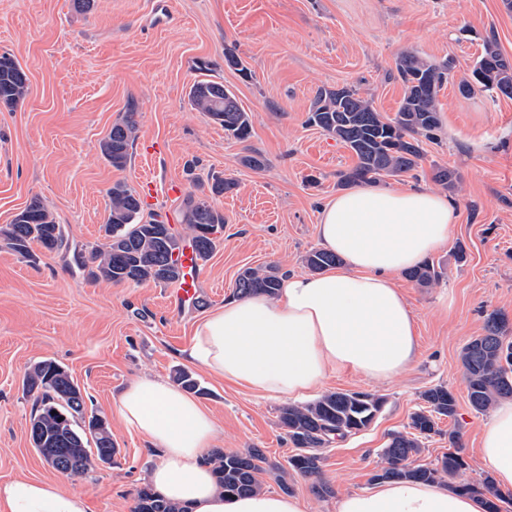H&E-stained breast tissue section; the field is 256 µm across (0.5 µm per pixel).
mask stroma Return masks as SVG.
Returning a JSON list of instances; mask_svg holds the SVG:
<instances>
[{
	"label": "stroma",
	"instance_id": "obj_1",
	"mask_svg": "<svg viewBox=\"0 0 512 512\" xmlns=\"http://www.w3.org/2000/svg\"><path fill=\"white\" fill-rule=\"evenodd\" d=\"M490 35L512 60V11L502 0H93L88 8L77 0H0V54L15 57L29 78L27 97L0 109V227L37 198L69 244L54 253L33 246L32 262L0 248V480H56L84 497L88 512H134L160 451L125 429L112 399L135 379L169 380L178 368L208 390L199 402L216 421L215 447L262 448L284 462L293 451L279 423L286 399L215 378L186 351L196 324L231 300L243 269L275 264L284 275L303 273L305 256L319 247L320 209L338 191L337 172L355 159L308 125L316 90L353 85L378 112L394 115L403 97L395 64L407 53L452 66L439 93L436 140L423 141L417 171L390 180L430 186L434 166L458 171L449 195L460 212L452 245L430 257L444 277L428 287L401 280L415 317L413 367L385 383L347 370L325 381L326 393L368 391L386 400L368 428L327 448L321 478L333 496L318 497L309 478L288 483L308 512H336L337 494L374 488L382 448L406 430L422 392L439 384L455 394L456 416L439 421L415 464L446 453L452 430L470 464L467 480L487 477L478 448L490 416L468 402L459 352L482 334L491 311L512 318V99L478 89L465 97L457 85ZM228 48L250 77L225 64ZM201 78L224 83L249 113L247 141L191 106L189 87ZM130 98L140 105L138 132L129 163L117 169L100 144ZM251 153L265 158L264 169L241 165ZM214 175L239 187L213 201L226 223L201 264L206 307L179 301L173 283L116 284L74 265L73 251L87 254L103 241L113 184L136 191L145 214L172 215L185 237L187 198L208 190ZM172 181L181 182V195H168ZM458 243L466 262L455 260ZM43 360L64 367L86 396V415L108 423L116 448L110 464L61 478L32 448L33 400L23 376Z\"/></svg>",
	"mask_w": 512,
	"mask_h": 512
}]
</instances>
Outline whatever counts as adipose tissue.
Masks as SVG:
<instances>
[{
    "label": "adipose tissue",
    "instance_id": "ef3b65f1",
    "mask_svg": "<svg viewBox=\"0 0 512 512\" xmlns=\"http://www.w3.org/2000/svg\"><path fill=\"white\" fill-rule=\"evenodd\" d=\"M456 205L425 185H368L328 201L317 226L340 267L292 274L276 296L227 302L200 322L188 358L208 373L254 391L298 400L326 376L349 370L385 382L418 357L415 319L398 277L447 246ZM127 429L161 454L149 481L187 512H304L294 496L227 497L205 458L217 427L210 412L177 385L140 378L114 399ZM480 455L501 492L512 491V399L499 401L483 429ZM0 512H87L57 483L24 476L0 482ZM336 512H485L480 498L439 485L400 481L340 495Z\"/></svg>",
    "mask_w": 512,
    "mask_h": 512
}]
</instances>
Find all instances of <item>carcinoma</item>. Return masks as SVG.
<instances>
[{
    "mask_svg": "<svg viewBox=\"0 0 512 512\" xmlns=\"http://www.w3.org/2000/svg\"><path fill=\"white\" fill-rule=\"evenodd\" d=\"M448 62H433L416 54L402 55L396 61V78L404 94L395 115L387 117L362 97L353 86L317 90L307 122L344 144L356 158L355 164L337 173V185L348 188L363 182H377L416 170L422 160L419 137H434L441 127L438 95L449 80ZM471 80L491 96L512 99V61L505 58L494 40L483 44V51L471 71ZM469 80V81H471ZM464 80L462 84L467 85ZM28 91V78L17 60L0 55V105L14 107ZM191 105L224 126V133L246 140L251 136L249 114L239 105L224 84L197 80L190 87ZM135 101L128 102L125 118L112 125L100 150L116 169L126 167L138 125ZM434 180L453 191L458 173L447 167L434 169ZM108 217L104 225L105 242L85 256L73 253L79 267L88 269L95 279L112 283H173L181 271L174 260L181 237L171 225L156 219L145 221L140 197L118 182L108 191ZM184 221L201 260H207L215 248L214 234L224 227V213L207 196L187 199ZM0 243L22 258L33 257L31 244H39L53 253L68 244L60 225L37 198L18 213L13 222L0 228ZM340 263L336 255L324 250L310 252L306 267L324 271ZM409 277L421 286H430L441 277L434 264L426 261L411 271ZM280 270L276 265L243 270L235 283L234 294L245 297L254 293L276 294ZM460 362L467 383V397L473 410L486 413L502 400L512 398V329L506 314L492 311L487 315L484 334L463 345ZM174 382L189 393L203 395L205 388L189 372L177 369ZM25 388L34 399L31 416L37 429L30 431L34 448H57L64 462L78 455L111 457L115 454L112 432L102 420L84 421L85 399L70 375L53 361L36 363L26 374ZM424 405L410 415L408 432H395L381 450V465L373 475L378 482L412 481L439 484L447 477H459L469 469L456 450L446 453L435 464L412 466L408 463L422 450V440L439 432L438 420L455 416L457 400L446 385L433 386L422 393ZM386 399L370 392L336 391L304 403L280 409L279 422L293 445L286 464L272 462L260 448L244 452H226L214 448L208 454L218 486L226 495H242L262 489L261 475L279 473L280 486L291 487L284 475L293 472L304 478L321 475L325 461L323 450L369 427ZM456 489L485 500L486 512H500L504 495L489 478L480 484L463 482ZM135 512H188L167 502L153 488L137 492Z\"/></svg>",
    "mask_w": 512,
    "mask_h": 512,
    "instance_id": "obj_1",
    "label": "carcinoma"
}]
</instances>
